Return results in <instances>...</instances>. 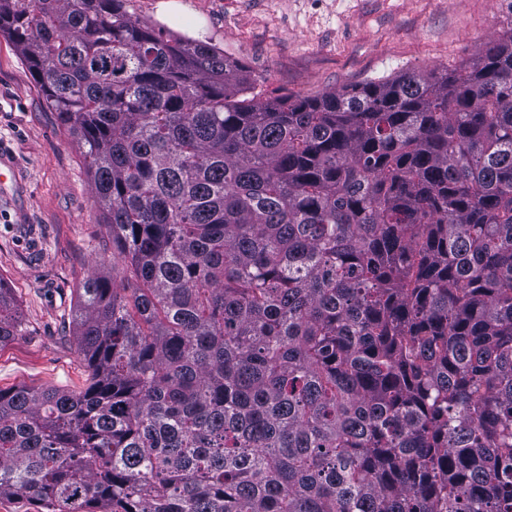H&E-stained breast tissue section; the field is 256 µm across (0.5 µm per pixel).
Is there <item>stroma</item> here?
<instances>
[{"label": "stroma", "instance_id": "35a3bbf8", "mask_svg": "<svg viewBox=\"0 0 512 512\" xmlns=\"http://www.w3.org/2000/svg\"><path fill=\"white\" fill-rule=\"evenodd\" d=\"M130 13L212 42L268 97L316 96L407 69L461 68L512 25L506 0H127ZM0 279L23 328L0 344V389L82 391L77 293L112 260L87 162L28 66L0 36Z\"/></svg>", "mask_w": 512, "mask_h": 512}]
</instances>
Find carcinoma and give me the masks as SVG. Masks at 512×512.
I'll return each mask as SVG.
<instances>
[{
    "label": "carcinoma",
    "mask_w": 512,
    "mask_h": 512,
    "mask_svg": "<svg viewBox=\"0 0 512 512\" xmlns=\"http://www.w3.org/2000/svg\"><path fill=\"white\" fill-rule=\"evenodd\" d=\"M0 35L122 258L72 314L88 387L0 390V499L512 512V27L459 72L275 98L126 0H0Z\"/></svg>",
    "instance_id": "cac0c4a2"
}]
</instances>
